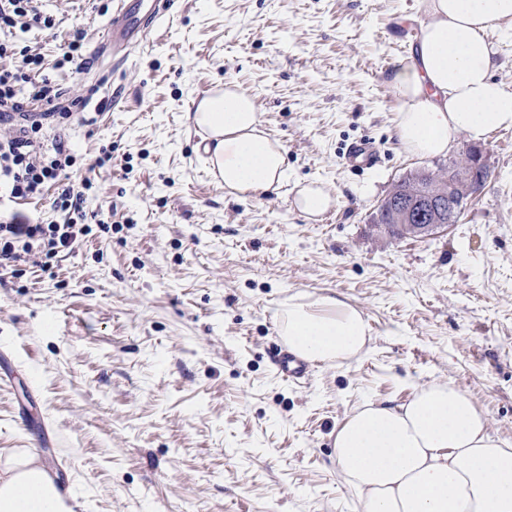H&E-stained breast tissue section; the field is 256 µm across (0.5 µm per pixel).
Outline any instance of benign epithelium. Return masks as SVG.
Masks as SVG:
<instances>
[{"label": "benign epithelium", "mask_w": 512, "mask_h": 512, "mask_svg": "<svg viewBox=\"0 0 512 512\" xmlns=\"http://www.w3.org/2000/svg\"><path fill=\"white\" fill-rule=\"evenodd\" d=\"M466 151L475 153L477 159V163L472 166L468 175V197L457 198L456 185L451 180L440 185L434 192L410 201L400 198L393 191L378 206L376 223L386 226V216L392 214L399 219V222L391 225V228L408 235L427 238L446 231L448 224L442 219L443 199L448 198L453 201L454 214H462L465 203L483 188L485 175L488 172L482 148L468 146Z\"/></svg>", "instance_id": "1"}]
</instances>
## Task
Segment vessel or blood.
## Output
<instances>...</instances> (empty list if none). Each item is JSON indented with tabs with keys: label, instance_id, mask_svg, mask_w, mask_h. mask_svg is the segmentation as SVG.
<instances>
[{
	"label": "vessel or blood",
	"instance_id": "vessel-or-blood-1",
	"mask_svg": "<svg viewBox=\"0 0 512 512\" xmlns=\"http://www.w3.org/2000/svg\"><path fill=\"white\" fill-rule=\"evenodd\" d=\"M169 4L170 0H152L148 6L143 0H119L116 13L104 31L103 47L118 54L137 43L167 14ZM273 364L278 374L296 385L302 384L310 373L309 363L285 347L280 349Z\"/></svg>",
	"mask_w": 512,
	"mask_h": 512
}]
</instances>
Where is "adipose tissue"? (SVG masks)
Wrapping results in <instances>:
<instances>
[{"label": "adipose tissue", "mask_w": 512, "mask_h": 512, "mask_svg": "<svg viewBox=\"0 0 512 512\" xmlns=\"http://www.w3.org/2000/svg\"><path fill=\"white\" fill-rule=\"evenodd\" d=\"M429 16L416 49L395 62L390 83L401 107L394 133L419 159L447 155L459 136L484 141L512 128V90L494 73L492 27L512 25V0H422ZM189 121L230 195H264L285 178L282 146L261 130L251 97L225 85ZM289 350L333 365L370 339L360 309L333 293L292 296L280 315ZM336 463L364 512H512V444L493 438L471 399L447 383L406 404L370 403L333 434ZM0 512H74L28 448L0 451Z\"/></svg>", "instance_id": "1"}]
</instances>
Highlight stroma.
I'll use <instances>...</instances> for the list:
<instances>
[{
	"label": "stroma",
	"mask_w": 512,
	"mask_h": 512,
	"mask_svg": "<svg viewBox=\"0 0 512 512\" xmlns=\"http://www.w3.org/2000/svg\"><path fill=\"white\" fill-rule=\"evenodd\" d=\"M116 3L38 0L54 28L17 36L94 114L65 132L67 181L93 185L73 250L0 271V448L35 449L89 512H363L330 435L365 403L449 382L512 442V129L484 141L491 176L447 232L372 226L394 182L468 145L424 161L394 135L420 0H178L123 59L100 47ZM77 31L79 70L61 62ZM225 82L285 151L275 192L211 176L188 114ZM359 138L365 171L343 161ZM309 181L337 197L317 219L294 205ZM324 291L363 312L367 349L289 384L276 313Z\"/></svg>",
	"instance_id": "obj_1"
}]
</instances>
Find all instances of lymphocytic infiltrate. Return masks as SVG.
I'll list each match as a JSON object with an SVG mask.
<instances>
[{
	"mask_svg": "<svg viewBox=\"0 0 512 512\" xmlns=\"http://www.w3.org/2000/svg\"><path fill=\"white\" fill-rule=\"evenodd\" d=\"M52 28L33 0H0V203H19L42 195L59 181L73 157L62 138L47 141L41 121L30 117L25 104L38 102L59 125L85 122L83 98H68L47 78L38 55L16 51L7 35L13 29ZM88 182L68 185L53 199L54 210L66 213L64 223L16 224L0 219V267L29 260L48 265L58 253L72 249L87 235L82 203Z\"/></svg>",
	"mask_w": 512,
	"mask_h": 512,
	"instance_id": "obj_1",
	"label": "lymphocytic infiltrate"
}]
</instances>
